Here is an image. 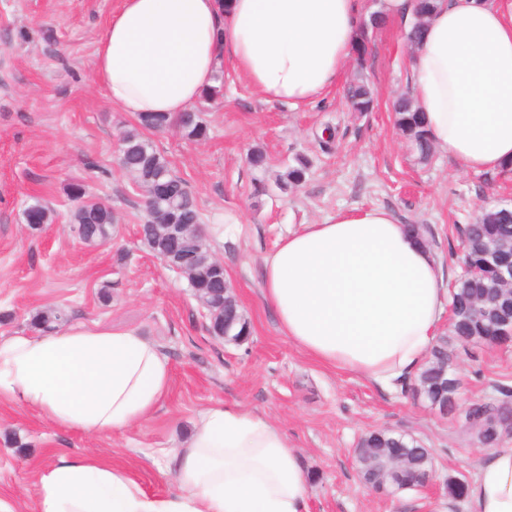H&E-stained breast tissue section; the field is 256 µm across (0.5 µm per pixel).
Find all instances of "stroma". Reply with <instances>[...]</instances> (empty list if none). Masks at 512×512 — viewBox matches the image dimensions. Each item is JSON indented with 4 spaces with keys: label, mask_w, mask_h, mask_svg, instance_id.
I'll use <instances>...</instances> for the list:
<instances>
[{
    "label": "stroma",
    "mask_w": 512,
    "mask_h": 512,
    "mask_svg": "<svg viewBox=\"0 0 512 512\" xmlns=\"http://www.w3.org/2000/svg\"><path fill=\"white\" fill-rule=\"evenodd\" d=\"M119 0H0V341L32 335L33 317L64 309L70 324L134 329L168 357L167 397L153 415L121 433H85L57 426L32 410L0 404V499L14 512H39L37 471L59 455L95 454L123 465L151 495L174 493L162 448L175 447L207 407L239 403L281 425L309 476L310 512H464L450 501V477L473 479L483 448L455 435V420L415 399L348 371L323 365L282 336L263 300L265 256L293 224H320L353 207L390 210L403 224L430 231L444 267L459 273L451 251L456 225L482 207L512 204V174L463 171L447 155L417 159L394 127L390 100L409 86V50L401 23L372 38L365 74L378 92L370 112L348 111L345 83L316 102L292 108L258 97L225 70L223 99L203 105V141L177 130L152 133L182 177L206 224H219L213 250L224 263L250 322L242 345L224 343L185 278L166 268L139 240L142 192L117 166V136L135 125L112 109L93 81L96 43ZM335 129L331 149L324 127ZM265 167L247 161L253 149ZM306 156L300 190L283 195L277 174ZM84 183L107 201L118 224L111 241L91 247L69 231V184ZM42 200L52 223L31 229L25 208ZM461 403L512 387V347L456 353ZM407 431L429 448L435 476L425 488L382 497L365 485L354 449L369 431Z\"/></svg>",
    "instance_id": "stroma-1"
}]
</instances>
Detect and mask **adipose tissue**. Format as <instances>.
<instances>
[{"mask_svg":"<svg viewBox=\"0 0 512 512\" xmlns=\"http://www.w3.org/2000/svg\"><path fill=\"white\" fill-rule=\"evenodd\" d=\"M362 0H120L94 81L113 109L178 118L231 64L268 102L294 107L342 79ZM410 91L439 152L468 172L512 163V0H438L410 63ZM265 303L307 356L380 386L408 382L445 312L443 268L383 208L282 237L261 269ZM168 358L132 329L72 325L0 342V403L82 432L150 417ZM178 491L147 494L123 466L61 455L38 474L40 512H308V477L283 430L237 403L205 409L179 447ZM466 512H512V448L485 452Z\"/></svg>","mask_w":512,"mask_h":512,"instance_id":"1","label":"adipose tissue"}]
</instances>
